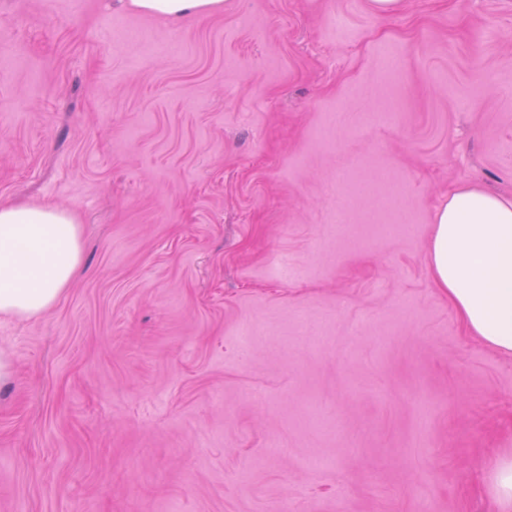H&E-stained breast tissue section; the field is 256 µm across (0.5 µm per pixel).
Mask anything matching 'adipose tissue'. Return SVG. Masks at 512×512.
Listing matches in <instances>:
<instances>
[{
  "mask_svg": "<svg viewBox=\"0 0 512 512\" xmlns=\"http://www.w3.org/2000/svg\"><path fill=\"white\" fill-rule=\"evenodd\" d=\"M175 22L222 0H130ZM81 268L79 226L51 206L0 205V317L31 318L53 307ZM428 272L464 332L512 356V199L457 188L436 207Z\"/></svg>",
  "mask_w": 512,
  "mask_h": 512,
  "instance_id": "1",
  "label": "adipose tissue"
}]
</instances>
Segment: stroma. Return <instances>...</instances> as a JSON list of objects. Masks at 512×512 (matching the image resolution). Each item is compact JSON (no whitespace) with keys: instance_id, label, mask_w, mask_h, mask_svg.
Segmentation results:
<instances>
[{"instance_id":"35a3bbf8","label":"stroma","mask_w":512,"mask_h":512,"mask_svg":"<svg viewBox=\"0 0 512 512\" xmlns=\"http://www.w3.org/2000/svg\"><path fill=\"white\" fill-rule=\"evenodd\" d=\"M465 183L512 198V0H0V204L82 252L0 319V512H485L512 358L427 269ZM141 11L176 22L182 18L206 15L217 10L222 0H130Z\"/></svg>"}]
</instances>
